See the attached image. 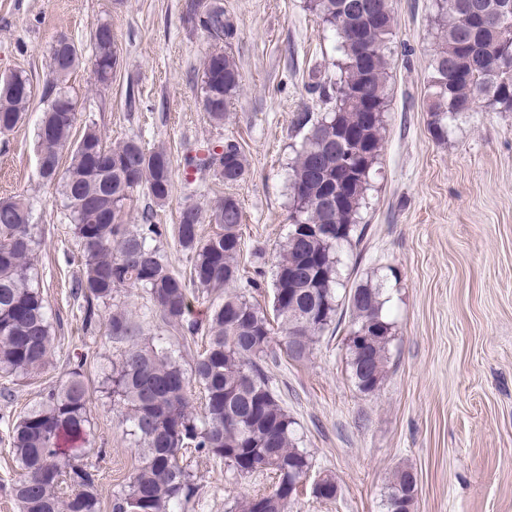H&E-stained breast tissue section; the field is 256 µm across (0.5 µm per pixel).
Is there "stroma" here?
Returning <instances> with one entry per match:
<instances>
[{"mask_svg":"<svg viewBox=\"0 0 512 512\" xmlns=\"http://www.w3.org/2000/svg\"><path fill=\"white\" fill-rule=\"evenodd\" d=\"M188 0H0V75L25 71L42 86L49 50L66 34L87 60L92 35L112 27L120 63L108 85L87 63L69 80L77 123L93 122L107 144L134 138L164 146L175 175L155 223L172 229L187 205L209 212L219 198L242 210L246 279L272 306V274L288 233L289 175L304 130L300 112H320L309 90L333 76L336 41L307 0H224L237 26L230 52L244 86L223 126L202 109L196 78L212 42L187 21ZM389 112L379 162L361 215L360 242L340 252L341 280L382 284L394 326L387 378L364 395L355 386L339 337L323 338L310 361L280 359L268 370L282 406L311 457L312 477L334 475L336 499L303 486L292 512H385L394 470L418 479L412 512H512V112L485 105L435 137L427 108L437 34L433 0H392ZM139 98L125 101L127 85ZM43 104L33 100L17 127L0 135V199L29 200L43 244L38 282L53 319L55 353L40 372L0 377V512H17L18 470L6 428L42 393L82 364L91 396V462L107 490L127 483L139 464L132 436L106 392L105 372L125 344L102 347L83 330L71 287L81 259L64 202L37 171L36 132ZM238 141L248 169L227 184L207 176L187 183L186 159ZM201 490L190 512H231L236 498L271 489L270 475L246 478L223 461L187 457Z\"/></svg>","mask_w":512,"mask_h":512,"instance_id":"1","label":"stroma"}]
</instances>
